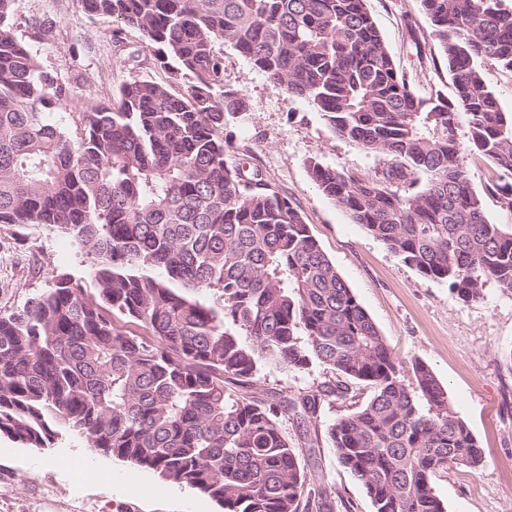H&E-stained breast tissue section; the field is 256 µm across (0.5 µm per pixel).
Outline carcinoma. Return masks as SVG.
Returning a JSON list of instances; mask_svg holds the SVG:
<instances>
[{"instance_id": "obj_1", "label": "carcinoma", "mask_w": 512, "mask_h": 512, "mask_svg": "<svg viewBox=\"0 0 512 512\" xmlns=\"http://www.w3.org/2000/svg\"><path fill=\"white\" fill-rule=\"evenodd\" d=\"M140 33L171 85L133 78L117 104L54 113L73 93L40 69L0 0V224H41L93 255V290L69 274L0 312V436L42 448L62 428L105 455L196 489L224 512H324L282 430L348 396L370 399L327 429L374 512H447L433 477L485 450L423 362L410 375L310 232L260 169L226 160L224 122L248 111L224 88L228 44L307 101L333 132L384 158L364 180L315 157L319 190L420 275L468 302L512 290V230L470 187L512 210V113L484 66L512 70L505 0H420L455 100L418 94L366 0H78ZM206 293L211 301L199 300ZM135 326L125 330L115 315ZM339 376L294 396L255 395L262 366ZM468 177L471 187L483 197L484 209L488 219L500 224L504 229L512 228V211L503 206L498 198L487 191L490 179L495 175L491 165L480 156H469L467 161Z\"/></svg>"}]
</instances>
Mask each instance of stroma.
Masks as SVG:
<instances>
[{
	"instance_id": "1",
	"label": "stroma",
	"mask_w": 512,
	"mask_h": 512,
	"mask_svg": "<svg viewBox=\"0 0 512 512\" xmlns=\"http://www.w3.org/2000/svg\"><path fill=\"white\" fill-rule=\"evenodd\" d=\"M396 65L420 93L454 98L455 86L419 0H366ZM11 21L40 67L72 90L79 111L112 100L130 78L164 82L138 33L108 17H88L77 0H17ZM224 83L242 91L249 110L228 119L224 136L230 159L248 155L264 179L301 210L312 235L376 323L393 354L426 363L448 390L455 411L485 450L477 470L449 467L433 479L447 512H512V292L486 281L479 299L464 302L447 283L421 276L379 239L351 222L347 213L313 182L307 161L374 178L379 156L339 138L304 99L268 81L232 47L224 49ZM471 187L481 193L488 219L512 228V211L488 193L494 171L480 156L467 161ZM93 258L69 237L36 224H0V311L50 288L66 273L90 284ZM330 370L301 373L266 365L257 392L294 394L331 380ZM369 387L324 406L317 423L288 420L283 432L292 447L318 435L306 460L309 485L324 484L353 512H372L361 484L337 460L327 428L365 403ZM51 458L89 463L84 472L46 467ZM0 512H222L207 495L169 483L153 471L96 451L79 434L64 431L45 448H26L0 438Z\"/></svg>"
}]
</instances>
